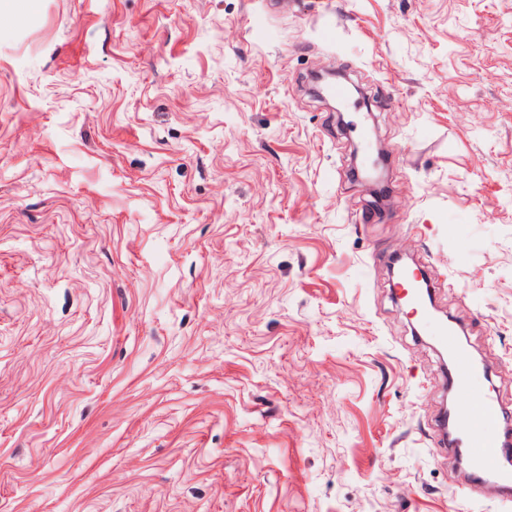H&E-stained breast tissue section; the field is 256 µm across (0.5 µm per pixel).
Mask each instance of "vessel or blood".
<instances>
[{"label": "vessel or blood", "mask_w": 512, "mask_h": 512, "mask_svg": "<svg viewBox=\"0 0 512 512\" xmlns=\"http://www.w3.org/2000/svg\"><path fill=\"white\" fill-rule=\"evenodd\" d=\"M397 286L401 298L424 326L432 329L436 341L454 358L448 384L459 402L456 408V438L454 449L470 463L474 475L493 474L497 477L492 497L512 498V472L500 470L503 458L512 455V443L498 439L494 431L499 426L502 404L491 394L476 393L474 382L486 369L472 361L456 332L447 325L434 323L425 309L417 290L414 275L404 274Z\"/></svg>", "instance_id": "1"}]
</instances>
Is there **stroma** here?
Masks as SVG:
<instances>
[{
	"label": "stroma",
	"instance_id": "stroma-1",
	"mask_svg": "<svg viewBox=\"0 0 512 512\" xmlns=\"http://www.w3.org/2000/svg\"><path fill=\"white\" fill-rule=\"evenodd\" d=\"M323 66L376 112L338 131ZM399 253L512 409V0H14L0 512H502L439 434Z\"/></svg>",
	"mask_w": 512,
	"mask_h": 512
}]
</instances>
